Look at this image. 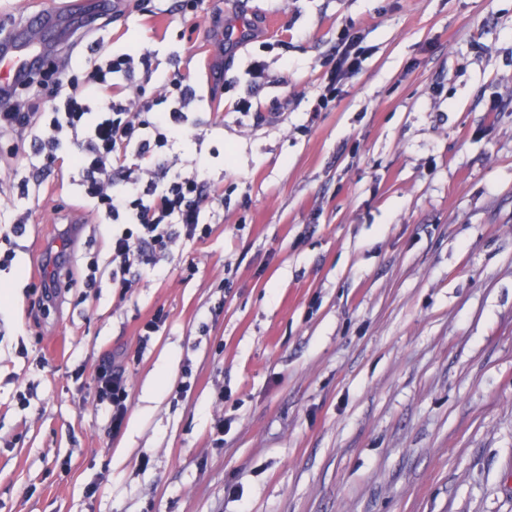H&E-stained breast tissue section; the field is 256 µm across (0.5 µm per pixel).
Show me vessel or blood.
Segmentation results:
<instances>
[{"instance_id":"vessel-or-blood-1","label":"vessel or blood","mask_w":512,"mask_h":512,"mask_svg":"<svg viewBox=\"0 0 512 512\" xmlns=\"http://www.w3.org/2000/svg\"><path fill=\"white\" fill-rule=\"evenodd\" d=\"M49 12L35 7L28 14L22 29L0 46V88L17 85L18 81L34 74L44 60L41 48L33 45L27 31L33 27H44L51 23Z\"/></svg>"}]
</instances>
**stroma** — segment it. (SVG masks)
I'll return each instance as SVG.
<instances>
[{"instance_id":"1","label":"stroma","mask_w":512,"mask_h":512,"mask_svg":"<svg viewBox=\"0 0 512 512\" xmlns=\"http://www.w3.org/2000/svg\"><path fill=\"white\" fill-rule=\"evenodd\" d=\"M120 2L53 26L43 94L133 44L190 71L216 103L180 151L224 208L123 295L70 162L15 175L31 139L0 134V220L40 197L0 270V512H512V0H206L192 22ZM228 23L254 38L223 50ZM349 32L361 68L315 110ZM51 244L70 261L43 311ZM103 366L95 381L96 406L110 413L113 433H119L130 407V393L125 368L115 365L112 358Z\"/></svg>"}]
</instances>
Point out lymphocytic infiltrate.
I'll return each mask as SVG.
<instances>
[{
    "instance_id": "obj_1",
    "label": "lymphocytic infiltrate",
    "mask_w": 512,
    "mask_h": 512,
    "mask_svg": "<svg viewBox=\"0 0 512 512\" xmlns=\"http://www.w3.org/2000/svg\"><path fill=\"white\" fill-rule=\"evenodd\" d=\"M362 55L357 36L337 45L319 107L358 72ZM87 67L84 88L58 83L45 105L9 91L0 104V132L30 135V168L44 173L57 160L71 161L85 207L112 228V284L125 293L144 271H156L160 255L177 239L205 240L211 227L202 204H223L224 195L205 179V161H194L189 172L141 165L159 150L193 139L197 95L189 74L158 72L151 53L138 48L91 59ZM95 402L109 412L113 432H120L130 407L122 366L102 367Z\"/></svg>"
}]
</instances>
